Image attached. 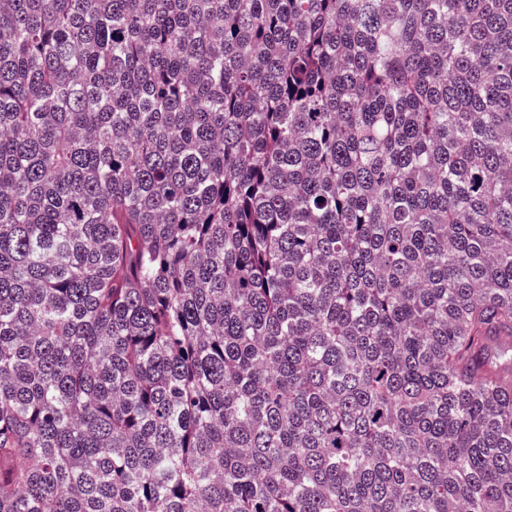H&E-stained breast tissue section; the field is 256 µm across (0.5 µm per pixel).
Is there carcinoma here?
<instances>
[{"label":"carcinoma","mask_w":512,"mask_h":512,"mask_svg":"<svg viewBox=\"0 0 512 512\" xmlns=\"http://www.w3.org/2000/svg\"><path fill=\"white\" fill-rule=\"evenodd\" d=\"M0 512H512V0H0Z\"/></svg>","instance_id":"cac0c4a2"}]
</instances>
